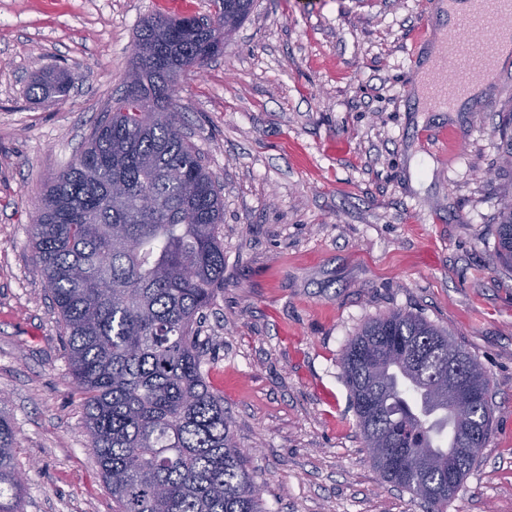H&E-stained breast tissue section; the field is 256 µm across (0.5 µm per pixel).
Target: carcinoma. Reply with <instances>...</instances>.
Here are the masks:
<instances>
[{
	"label": "carcinoma",
	"instance_id": "1",
	"mask_svg": "<svg viewBox=\"0 0 512 512\" xmlns=\"http://www.w3.org/2000/svg\"><path fill=\"white\" fill-rule=\"evenodd\" d=\"M227 33L195 16L157 12L135 41L157 54L131 60L111 118L77 160L46 185L33 237L66 333L68 369L116 512H264L257 479L238 447L224 398L208 385L197 319L224 286L216 181L181 132L180 77L224 50L254 0H214ZM73 77L37 76L34 99L65 101ZM144 194L152 209L139 207ZM498 262L512 269V199L496 228ZM489 391L479 364L448 333L406 311L367 322L341 356L342 375L372 464L389 482L445 512L478 464L463 448L489 436L493 403L475 400L453 418L439 449L436 412L453 403L435 382L448 348ZM15 435L0 410V512H19L24 481ZM460 480L448 488V459Z\"/></svg>",
	"mask_w": 512,
	"mask_h": 512
}]
</instances>
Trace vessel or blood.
Segmentation results:
<instances>
[{"mask_svg": "<svg viewBox=\"0 0 512 512\" xmlns=\"http://www.w3.org/2000/svg\"><path fill=\"white\" fill-rule=\"evenodd\" d=\"M470 19L450 29L439 44L428 81L433 105L462 93L471 74L497 81V49L512 36V0H468Z\"/></svg>", "mask_w": 512, "mask_h": 512, "instance_id": "1", "label": "vessel or blood"}]
</instances>
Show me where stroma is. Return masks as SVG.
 Masks as SVG:
<instances>
[{"mask_svg":"<svg viewBox=\"0 0 512 512\" xmlns=\"http://www.w3.org/2000/svg\"><path fill=\"white\" fill-rule=\"evenodd\" d=\"M158 0H0V411L20 512H113L36 256L45 185L118 95ZM436 0H255L223 54L184 74L183 132L224 202V287L199 326L206 380L265 512H425L373 468L340 358L402 309L448 329L490 379L478 466L445 512H512V69L459 112H423L414 70ZM67 68L65 102L30 100ZM447 133L448 156L431 136ZM499 219L496 258L503 267L512 269V199L504 202Z\"/></svg>","mask_w":512,"mask_h":512,"instance_id":"obj_1","label":"stroma"}]
</instances>
